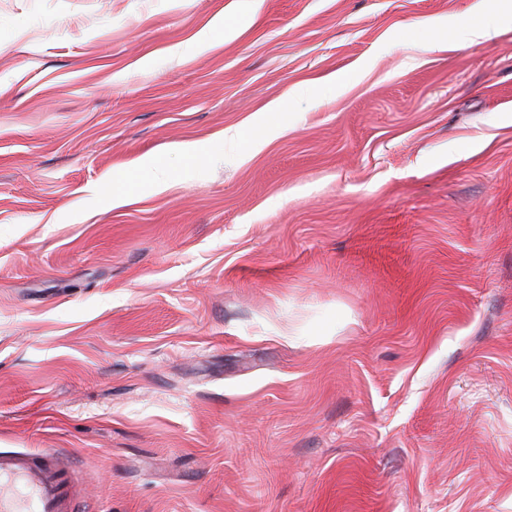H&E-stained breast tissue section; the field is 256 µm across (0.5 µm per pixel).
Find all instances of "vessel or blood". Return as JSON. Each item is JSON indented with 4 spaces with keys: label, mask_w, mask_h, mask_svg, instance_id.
Segmentation results:
<instances>
[{
    "label": "vessel or blood",
    "mask_w": 512,
    "mask_h": 512,
    "mask_svg": "<svg viewBox=\"0 0 512 512\" xmlns=\"http://www.w3.org/2000/svg\"><path fill=\"white\" fill-rule=\"evenodd\" d=\"M74 473L51 448L0 451V512H78Z\"/></svg>",
    "instance_id": "obj_1"
}]
</instances>
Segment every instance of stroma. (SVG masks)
<instances>
[{
  "mask_svg": "<svg viewBox=\"0 0 512 512\" xmlns=\"http://www.w3.org/2000/svg\"><path fill=\"white\" fill-rule=\"evenodd\" d=\"M478 1L512 8L0 0V451L56 449L81 512H512V23L446 27ZM495 22V18L488 17L474 23L461 24L455 28L454 40L460 47H465L491 38L497 30Z\"/></svg>",
  "mask_w": 512,
  "mask_h": 512,
  "instance_id": "stroma-1",
  "label": "stroma"
}]
</instances>
